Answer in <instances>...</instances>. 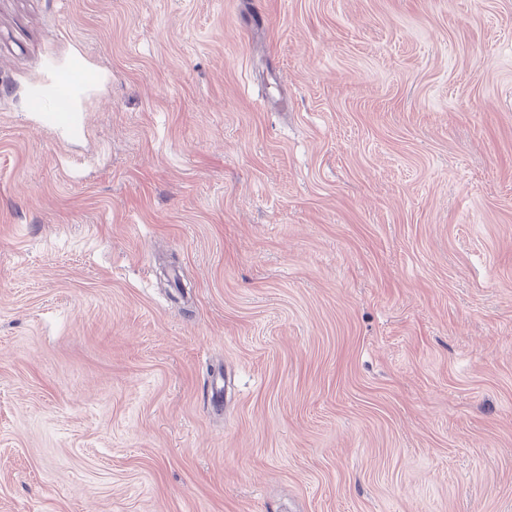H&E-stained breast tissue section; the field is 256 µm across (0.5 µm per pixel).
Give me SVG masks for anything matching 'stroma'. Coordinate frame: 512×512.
I'll return each instance as SVG.
<instances>
[{"label": "stroma", "mask_w": 512, "mask_h": 512, "mask_svg": "<svg viewBox=\"0 0 512 512\" xmlns=\"http://www.w3.org/2000/svg\"><path fill=\"white\" fill-rule=\"evenodd\" d=\"M0 512H512V0H0Z\"/></svg>", "instance_id": "stroma-1"}]
</instances>
